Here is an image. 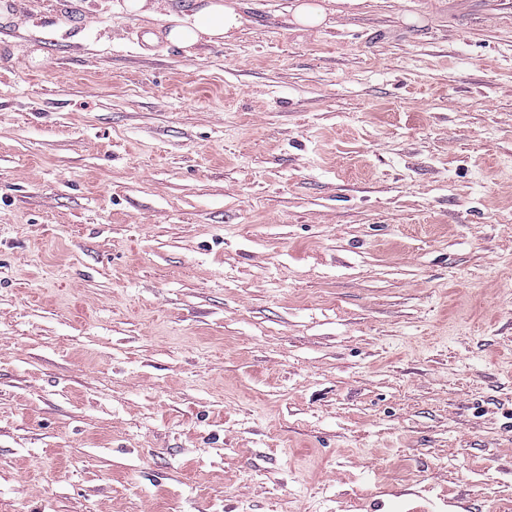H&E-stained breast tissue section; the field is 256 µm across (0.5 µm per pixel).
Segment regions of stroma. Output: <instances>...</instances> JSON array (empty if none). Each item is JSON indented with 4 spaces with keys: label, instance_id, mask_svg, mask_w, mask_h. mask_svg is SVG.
<instances>
[{
    "label": "stroma",
    "instance_id": "obj_1",
    "mask_svg": "<svg viewBox=\"0 0 512 512\" xmlns=\"http://www.w3.org/2000/svg\"><path fill=\"white\" fill-rule=\"evenodd\" d=\"M0 0V512L512 506V0ZM123 7L128 13L149 17H163L165 9L163 0H124ZM188 14L166 30V38L183 46L200 41L218 44L232 39L242 25L235 3L224 0H193ZM326 19L323 5L313 2H297L292 9V22L304 28L320 26Z\"/></svg>",
    "mask_w": 512,
    "mask_h": 512
}]
</instances>
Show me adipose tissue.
I'll return each mask as SVG.
<instances>
[{
  "label": "adipose tissue",
  "instance_id": "obj_1",
  "mask_svg": "<svg viewBox=\"0 0 512 512\" xmlns=\"http://www.w3.org/2000/svg\"><path fill=\"white\" fill-rule=\"evenodd\" d=\"M241 24L232 0H194L189 13L167 29L166 37L183 46L218 44L232 39Z\"/></svg>",
  "mask_w": 512,
  "mask_h": 512
}]
</instances>
